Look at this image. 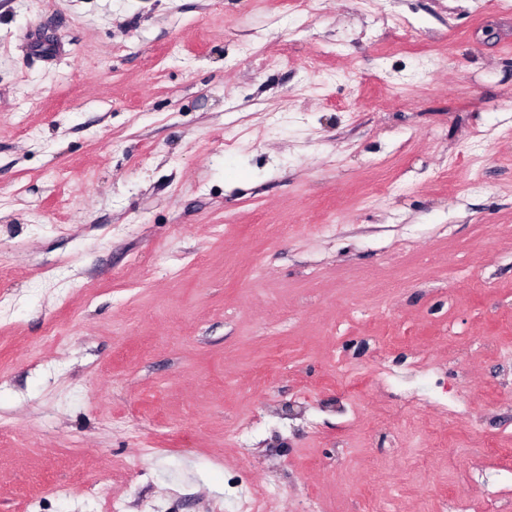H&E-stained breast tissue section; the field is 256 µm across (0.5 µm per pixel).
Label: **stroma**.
Returning <instances> with one entry per match:
<instances>
[{"mask_svg": "<svg viewBox=\"0 0 512 512\" xmlns=\"http://www.w3.org/2000/svg\"><path fill=\"white\" fill-rule=\"evenodd\" d=\"M0 256V512H512V6L0 0Z\"/></svg>", "mask_w": 512, "mask_h": 512, "instance_id": "stroma-1", "label": "stroma"}]
</instances>
